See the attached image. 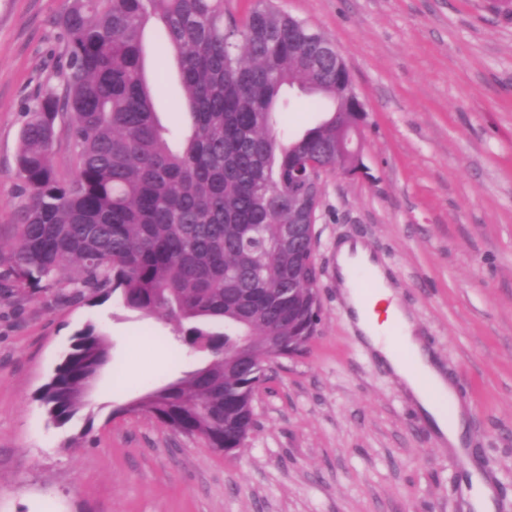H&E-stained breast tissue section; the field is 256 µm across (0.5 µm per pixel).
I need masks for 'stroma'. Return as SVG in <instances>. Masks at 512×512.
<instances>
[{"label": "stroma", "mask_w": 512, "mask_h": 512, "mask_svg": "<svg viewBox=\"0 0 512 512\" xmlns=\"http://www.w3.org/2000/svg\"><path fill=\"white\" fill-rule=\"evenodd\" d=\"M65 0H0V246L14 240L23 114L60 82ZM343 52L366 111L363 175L327 176L317 335L270 365L224 455L132 409L207 363L174 324L59 284L0 290V512H465L473 474L512 512V20L491 0H273ZM357 239L466 406L450 447L359 340L336 249ZM111 361L54 425L36 394L88 322Z\"/></svg>", "instance_id": "stroma-1"}]
</instances>
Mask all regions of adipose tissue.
I'll use <instances>...</instances> for the list:
<instances>
[{
	"label": "adipose tissue",
	"instance_id": "1",
	"mask_svg": "<svg viewBox=\"0 0 512 512\" xmlns=\"http://www.w3.org/2000/svg\"><path fill=\"white\" fill-rule=\"evenodd\" d=\"M349 246H342L338 265L342 277V293L352 310L355 323L366 344L405 386L414 400L434 419L449 443H457L460 426L449 423L439 409L440 401L453 395L454 389L432 362L415 334V325L400 306L387 272L370 257L365 247L357 252L365 259V267L376 278L373 294H364L353 285L348 268Z\"/></svg>",
	"mask_w": 512,
	"mask_h": 512
}]
</instances>
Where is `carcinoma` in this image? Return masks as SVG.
<instances>
[{"label": "carcinoma", "mask_w": 512, "mask_h": 512, "mask_svg": "<svg viewBox=\"0 0 512 512\" xmlns=\"http://www.w3.org/2000/svg\"><path fill=\"white\" fill-rule=\"evenodd\" d=\"M173 52L189 115L176 136L159 120L146 77L144 31ZM65 42L63 85L37 94L16 158L15 237L4 280L33 291L71 270L67 286L95 306L119 295L145 315L163 313L213 356L148 393L134 408L219 451L251 431L239 408L267 380L230 372L224 351L281 337H312L310 236L276 246L300 211L288 174L336 139L358 113L336 85V52L306 22L261 0L243 27L224 0H66L54 19ZM330 100L326 117L294 137L280 116L288 84ZM65 140L73 172L54 147ZM110 345L94 324L79 331L40 389L52 423L78 414Z\"/></svg>", "instance_id": "carcinoma-1"}]
</instances>
